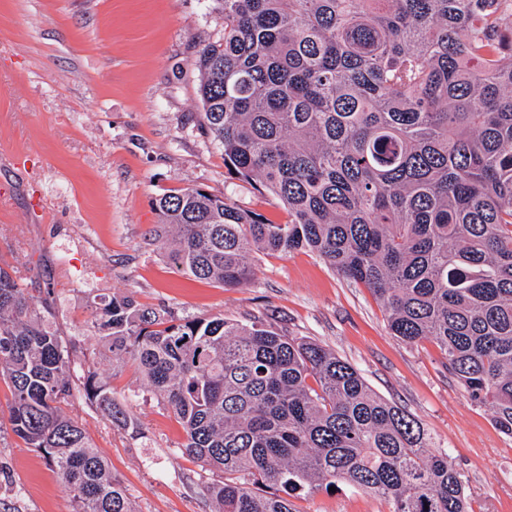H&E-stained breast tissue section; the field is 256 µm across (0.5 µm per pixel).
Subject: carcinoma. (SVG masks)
<instances>
[{
  "label": "carcinoma",
  "instance_id": "cac0c4a2",
  "mask_svg": "<svg viewBox=\"0 0 512 512\" xmlns=\"http://www.w3.org/2000/svg\"><path fill=\"white\" fill-rule=\"evenodd\" d=\"M214 2L224 36L196 50L203 127L228 173L278 198L288 222L185 188L152 201V244L224 288L255 284L253 252L315 253L373 292L392 335L433 339L512 436V3ZM53 295L0 267V433L44 454L75 512H135L66 411L78 393L128 421L96 372L77 373ZM91 319L176 417L182 453L224 474L207 488L216 512H295L296 492L338 483L390 512H470L448 452L323 346L128 295L100 298Z\"/></svg>",
  "mask_w": 512,
  "mask_h": 512
}]
</instances>
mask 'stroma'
Segmentation results:
<instances>
[{"label":"stroma","mask_w":512,"mask_h":512,"mask_svg":"<svg viewBox=\"0 0 512 512\" xmlns=\"http://www.w3.org/2000/svg\"><path fill=\"white\" fill-rule=\"evenodd\" d=\"M224 34L215 0H0V266L31 294L54 288L55 323L132 415L68 407L137 512H212L221 472L183 455L184 433L133 366L116 367L90 321L95 298L125 293L179 317L224 316L316 342L404 407L447 451L471 512H512V437L472 401L431 339L390 334L368 288L315 254L257 257L249 288L190 278L148 243L153 198L190 186L285 223L278 199L231 178L201 127L198 44ZM296 512H389L346 484L298 492ZM0 512H74L46 458L0 435Z\"/></svg>","instance_id":"1"}]
</instances>
